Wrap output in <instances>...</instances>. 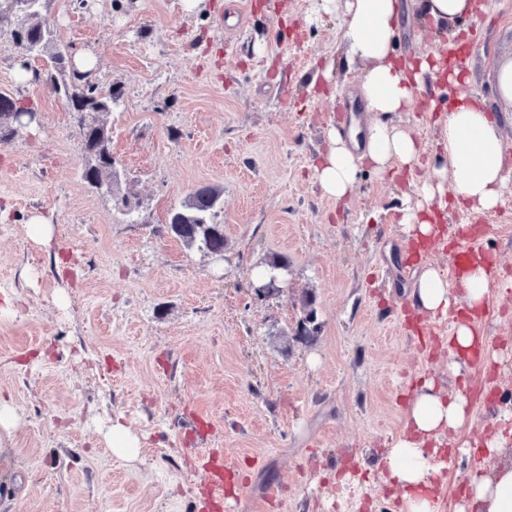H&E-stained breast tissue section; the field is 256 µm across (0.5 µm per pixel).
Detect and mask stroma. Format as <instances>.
Instances as JSON below:
<instances>
[{"mask_svg": "<svg viewBox=\"0 0 512 512\" xmlns=\"http://www.w3.org/2000/svg\"><path fill=\"white\" fill-rule=\"evenodd\" d=\"M403 5L394 53L444 52L448 37ZM319 0H47L56 43L91 54V82L119 101L112 129L116 194L82 177L65 101L18 77L16 20L0 17V92L38 114L0 144V398L18 422L0 439V512H396L376 461L404 432L423 380L445 390L490 383L512 394V176L491 211L447 209L444 247L419 255L441 270L472 244L495 267L483 327L495 360L448 370L453 319L412 312L413 240L400 222L407 180L363 168L352 192L324 195L314 165L339 106L359 102L365 62L334 71L336 95L309 90L325 60L345 56L340 20ZM468 90L496 102L493 74L512 56V0L467 21ZM458 94L425 81L392 124L433 154L429 110ZM202 186L222 190V258L187 247L169 212ZM48 238H37L32 217ZM70 270L57 274L54 256ZM281 262L280 288L255 293V268ZM313 314L318 333L300 340ZM435 334H428L432 324ZM141 441L113 455V419ZM494 431L484 409L446 432L454 455L435 482L438 512H456L466 475ZM239 470L212 501L206 452ZM351 473L348 483L338 477Z\"/></svg>", "mask_w": 512, "mask_h": 512, "instance_id": "1", "label": "stroma"}]
</instances>
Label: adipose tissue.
Listing matches in <instances>:
<instances>
[{
    "label": "adipose tissue",
    "mask_w": 512,
    "mask_h": 512,
    "mask_svg": "<svg viewBox=\"0 0 512 512\" xmlns=\"http://www.w3.org/2000/svg\"><path fill=\"white\" fill-rule=\"evenodd\" d=\"M417 5L423 17L432 19L452 39L459 33V24L475 16L478 9L476 0H418ZM319 8L341 14L345 64L367 62L361 95L367 110L375 115L366 134L354 129L345 135L330 132L329 147L314 168L324 193L340 201L353 190L363 164H370L379 175L392 176L418 163L421 144L394 126L391 114L413 108L425 78H444L459 86L462 77L458 67H445L437 57L423 56L406 65L392 59L391 47L399 31V0H320ZM440 124L438 163L428 180L413 186L420 198L417 207L400 209L401 224L420 243L439 233L436 220L447 207L445 178L454 180L457 204L489 211L501 201L507 173L500 116L485 99L460 90ZM493 280L489 264L480 257L468 262L453 284L430 265L417 277L411 298L419 312L444 314L454 305L468 309L464 319L452 324L448 336V368L453 374L468 367L467 353L479 352L484 360L491 353L481 314ZM472 421V401L466 393L447 392L436 388L433 381L424 382L408 405L404 436L378 462L385 484L403 491L398 512H438L431 488L443 468L437 460L440 437ZM482 451L503 457L504 462L489 472L479 465L470 470L457 512H512V463L506 460L512 443L497 432L484 441Z\"/></svg>",
    "instance_id": "ef3b65f1"
}]
</instances>
